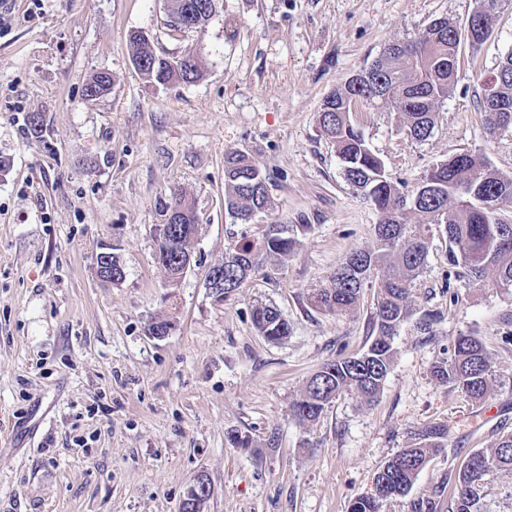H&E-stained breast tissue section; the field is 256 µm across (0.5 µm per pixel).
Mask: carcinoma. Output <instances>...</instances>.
Returning <instances> with one entry per match:
<instances>
[{
  "instance_id": "1",
  "label": "carcinoma",
  "mask_w": 512,
  "mask_h": 512,
  "mask_svg": "<svg viewBox=\"0 0 512 512\" xmlns=\"http://www.w3.org/2000/svg\"><path fill=\"white\" fill-rule=\"evenodd\" d=\"M444 31L427 28L410 41L387 44L381 57L370 65L376 85L375 99L399 115L411 139L427 140L435 127L438 104L455 85L457 47L466 38L465 29L444 19ZM132 58L146 77L161 85L191 83L201 76L196 56L186 53L175 60L162 58L145 36H132ZM500 99L483 97L479 110L489 136L512 127V111L500 112V103L512 108V51L498 65ZM111 77L99 73L86 87L90 97L107 93ZM361 90L339 87L326 96L319 112L322 134L336 147L346 179L364 192L374 206L378 222L374 244L351 252L336 268L331 286L309 294L311 304L328 313L350 314L360 306L363 289H375L373 336L360 356L329 360L307 380L290 407L291 416L302 423L314 422L337 397L352 392L365 403L376 401L390 371L395 350L393 339L400 324L412 315L410 295L423 273L429 240L439 234L446 240L447 278L480 283L488 271L492 286L512 290V220L500 216L512 208V176L493 172L485 158L463 152L433 166L421 186L410 193L400 191L386 172L383 159L372 150L361 129L351 120L349 101ZM266 178L246 153L234 150L224 159V204L236 218L246 221L267 207ZM164 223L180 224L177 236L156 237L157 250L166 268L193 255L198 228L195 207L177 190L158 202ZM416 220H411V216ZM296 239L288 225L269 224L262 236L239 243L224 254V293L243 287L248 279L275 260L292 253ZM257 332L269 341L288 336V322L270 305L252 310ZM431 372L440 382L459 390L472 402L484 401L496 386L490 354L474 334H460L448 346V356L436 360ZM417 442L401 449L374 477V492L351 503L349 512H380L383 502L407 494L431 455L448 445V425L432 423L416 433ZM512 471V433L490 451L476 450L456 476L452 512H488L484 501L485 477L492 471Z\"/></svg>"
}]
</instances>
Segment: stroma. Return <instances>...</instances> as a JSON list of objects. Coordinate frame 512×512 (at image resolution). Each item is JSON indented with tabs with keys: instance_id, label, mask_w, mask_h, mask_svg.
I'll return each mask as SVG.
<instances>
[{
	"instance_id": "stroma-1",
	"label": "stroma",
	"mask_w": 512,
	"mask_h": 512,
	"mask_svg": "<svg viewBox=\"0 0 512 512\" xmlns=\"http://www.w3.org/2000/svg\"><path fill=\"white\" fill-rule=\"evenodd\" d=\"M476 0H215L203 28L174 31L168 0H0V512H178L206 474L208 512H348L377 471L447 423L448 446L382 512L431 497L449 512L455 473L512 432V292L454 281L444 292L445 241L434 236L411 294L414 313L440 312L433 337L413 322L377 402L339 396L302 424L290 405L328 360L372 340L373 289L336 316L307 294L327 288L351 252L371 247L377 213L345 178L321 133L326 96L445 18L465 24ZM158 55L194 52L201 77L151 84L130 35ZM512 51V4L480 49L462 47L455 88L431 136L411 140L379 102L352 113L391 180L409 192L449 155L483 154L512 174V129L487 138L483 78ZM109 73L107 95L85 88ZM40 113L46 133L27 139ZM240 150L266 176L268 206L249 223L224 207V154ZM186 193L199 217L192 268L169 285L156 260L155 204ZM294 226L295 251L215 301L208 268L266 225ZM116 247L125 277L102 282L97 257ZM274 305L291 326L271 342L251 321ZM172 319L162 339L152 319ZM486 343L504 385L474 403L438 382L433 362L455 336ZM248 437L234 447L229 437Z\"/></svg>"
}]
</instances>
